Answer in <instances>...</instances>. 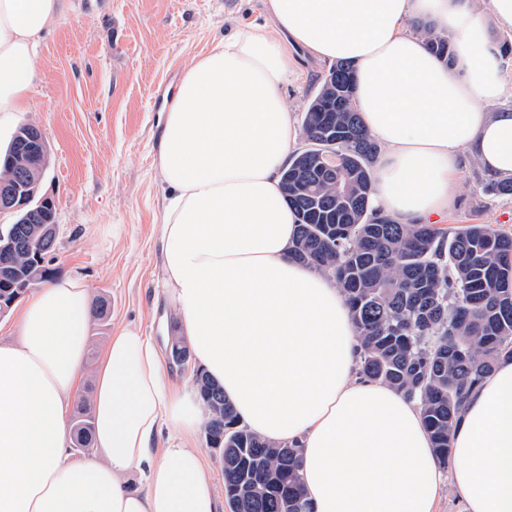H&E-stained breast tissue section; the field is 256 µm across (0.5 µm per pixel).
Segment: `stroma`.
<instances>
[{
  "label": "stroma",
  "mask_w": 512,
  "mask_h": 512,
  "mask_svg": "<svg viewBox=\"0 0 512 512\" xmlns=\"http://www.w3.org/2000/svg\"><path fill=\"white\" fill-rule=\"evenodd\" d=\"M261 21L259 0H61L34 60L29 107L0 123L1 148L21 124L42 129L48 158L36 196L53 201L58 226L50 266L81 277L91 298L110 306L106 322L91 324L79 397L90 396L99 357L121 327H141L164 350L179 332L156 286L163 188L154 102L172 93L191 59ZM327 71L301 58L284 87L289 112L303 117ZM490 180L474 157H461L444 227L512 234V196L487 191Z\"/></svg>",
  "instance_id": "obj_1"
}]
</instances>
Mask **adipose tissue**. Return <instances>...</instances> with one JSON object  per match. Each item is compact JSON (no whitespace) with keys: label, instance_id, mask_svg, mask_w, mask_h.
Returning <instances> with one entry per match:
<instances>
[{"label":"adipose tissue","instance_id":"1","mask_svg":"<svg viewBox=\"0 0 512 512\" xmlns=\"http://www.w3.org/2000/svg\"><path fill=\"white\" fill-rule=\"evenodd\" d=\"M60 0H0V112L23 109L33 60ZM264 24L186 68L161 115L163 286L180 334L248 427L299 444L315 512H435L450 484L462 512H512V361L470 397L443 479L415 402L357 372L360 346L335 279L291 260L296 217L281 189L301 129L283 89L301 48L355 63V102L378 142L372 205L428 224L454 199L463 153L512 175V78L472 0H262ZM415 21L451 32L439 62ZM93 310L60 274L0 342V512H219L199 449L163 448L200 407L170 382L133 327L93 375L92 456L74 457L69 418ZM137 476V487L127 480Z\"/></svg>","mask_w":512,"mask_h":512}]
</instances>
